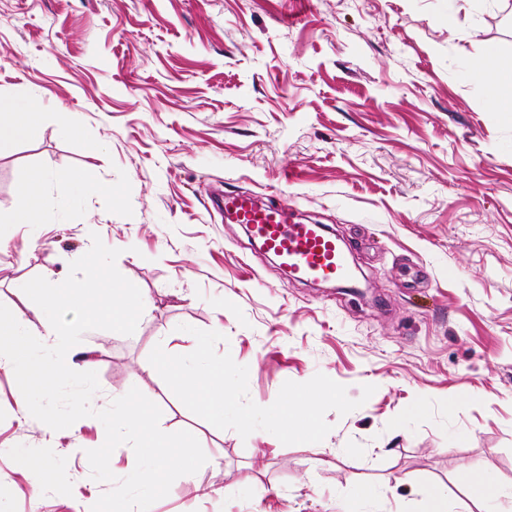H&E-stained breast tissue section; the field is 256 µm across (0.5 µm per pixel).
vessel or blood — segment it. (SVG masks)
<instances>
[{"mask_svg": "<svg viewBox=\"0 0 512 512\" xmlns=\"http://www.w3.org/2000/svg\"><path fill=\"white\" fill-rule=\"evenodd\" d=\"M213 206L245 225L263 249L276 256L295 277L330 281L346 276L344 250L336 238L319 225L292 221L286 206H261L245 193L221 195Z\"/></svg>", "mask_w": 512, "mask_h": 512, "instance_id": "b4317fda", "label": "vessel or blood"}]
</instances>
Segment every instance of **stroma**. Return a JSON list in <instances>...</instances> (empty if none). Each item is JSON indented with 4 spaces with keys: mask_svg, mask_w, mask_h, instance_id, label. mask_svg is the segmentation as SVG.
<instances>
[{
    "mask_svg": "<svg viewBox=\"0 0 512 512\" xmlns=\"http://www.w3.org/2000/svg\"><path fill=\"white\" fill-rule=\"evenodd\" d=\"M490 43L512 64L497 0H0V92L42 112L0 157V216L34 168L54 216L0 223V304L43 338L18 282L63 281L95 233L120 249L153 309L133 334H84L92 406L137 385L208 458L152 512H347L367 485L366 512H420L432 482L477 512L459 470L512 487V121L466 74ZM85 167L113 194L65 199L57 175ZM218 188L329 225L366 300L285 276L212 208ZM181 324L224 335L257 405L319 372L351 399L376 391L328 411L321 442L241 438L148 370ZM20 405L0 368V512H84L112 485L71 448L100 447L103 424L55 431Z\"/></svg>",
    "mask_w": 512,
    "mask_h": 512,
    "instance_id": "obj_1",
    "label": "stroma"
}]
</instances>
